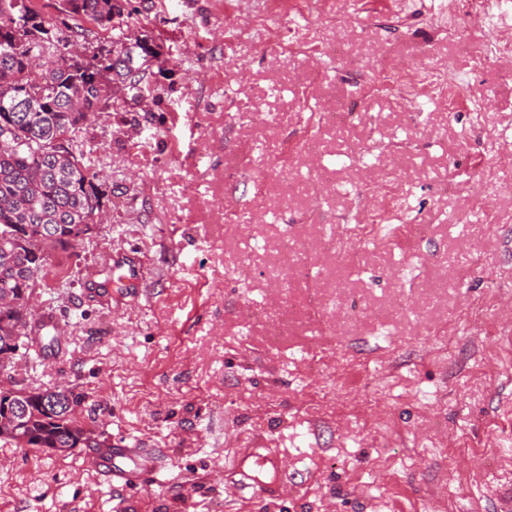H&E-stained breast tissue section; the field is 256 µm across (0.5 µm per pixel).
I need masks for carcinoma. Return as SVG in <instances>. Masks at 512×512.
I'll list each match as a JSON object with an SVG mask.
<instances>
[{
	"instance_id": "cac0c4a2",
	"label": "carcinoma",
	"mask_w": 512,
	"mask_h": 512,
	"mask_svg": "<svg viewBox=\"0 0 512 512\" xmlns=\"http://www.w3.org/2000/svg\"><path fill=\"white\" fill-rule=\"evenodd\" d=\"M59 13L61 24L47 25L32 0H0V297L28 295L46 274L45 236L65 252L78 226L95 222L101 197L76 136L150 81L142 40L115 55L102 46L90 60L79 55L85 24L110 32L131 17L123 0H59ZM15 328L0 322V364L25 346ZM81 400L71 390L22 397L0 388V440H11L3 426L16 420L32 448H96L68 414Z\"/></svg>"
}]
</instances>
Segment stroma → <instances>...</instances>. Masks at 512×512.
<instances>
[{"mask_svg":"<svg viewBox=\"0 0 512 512\" xmlns=\"http://www.w3.org/2000/svg\"><path fill=\"white\" fill-rule=\"evenodd\" d=\"M133 3L89 35L157 54L144 102L78 135L106 219L54 254L69 275L39 280L0 387L74 389L98 441L163 465L116 489L86 449L0 440V512H506L512 56L492 45L512 42V0ZM342 102L345 125L319 122ZM390 181L401 200L358 266L324 251ZM405 224L427 232L404 245ZM119 252L146 279L118 304Z\"/></svg>","mask_w":512,"mask_h":512,"instance_id":"1","label":"stroma"}]
</instances>
